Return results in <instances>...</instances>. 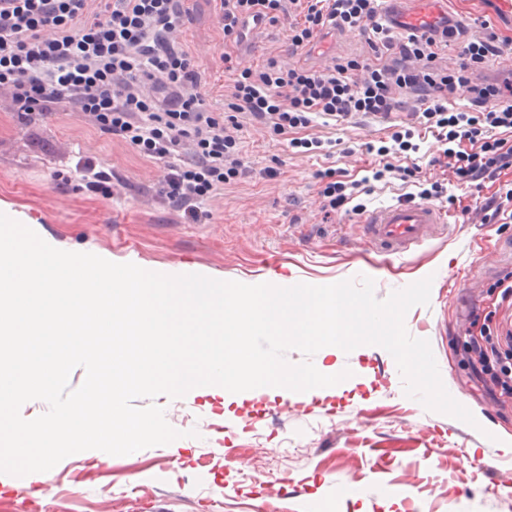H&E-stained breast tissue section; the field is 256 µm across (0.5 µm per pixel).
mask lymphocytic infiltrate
Masks as SVG:
<instances>
[{"label": "lymphocytic infiltrate", "instance_id": "lymphocytic-infiltrate-1", "mask_svg": "<svg viewBox=\"0 0 512 512\" xmlns=\"http://www.w3.org/2000/svg\"><path fill=\"white\" fill-rule=\"evenodd\" d=\"M87 18V0H0V88H9L20 121L46 118L65 105L84 113L102 132L130 145L141 157L170 166L158 192L202 224L212 214L202 200L247 173L236 136L242 123L289 135L294 148L321 147L320 139L296 137L321 116L344 123L360 116L388 120L402 107L401 94L415 98L410 114L447 144V166L462 184L496 181L512 171V77L475 83L474 74L504 54L499 37L463 39L460 25L422 26L421 33L394 36L380 21L377 0H219L226 40L245 45L253 25L288 21V50L311 51L329 31L371 32L373 61L334 56L324 69L269 60L240 67L224 54L233 77L223 113L209 109L177 33L189 20L184 0H102ZM459 42L454 70L436 59ZM464 94L469 104L450 109L448 97ZM414 130H395L379 146L373 180L389 174L406 180L412 169L395 158L416 151ZM322 209H345L366 180L347 181L337 170L318 175ZM494 311L477 305L457 353L478 378L500 395L512 397V329L494 321Z\"/></svg>", "mask_w": 512, "mask_h": 512}]
</instances>
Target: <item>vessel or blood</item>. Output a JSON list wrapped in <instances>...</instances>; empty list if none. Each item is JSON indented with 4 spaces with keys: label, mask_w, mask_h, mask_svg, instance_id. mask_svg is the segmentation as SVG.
<instances>
[{
    "label": "vessel or blood",
    "mask_w": 512,
    "mask_h": 512,
    "mask_svg": "<svg viewBox=\"0 0 512 512\" xmlns=\"http://www.w3.org/2000/svg\"><path fill=\"white\" fill-rule=\"evenodd\" d=\"M358 222L364 228L367 244L401 252L424 245L447 226L445 214L425 201L377 208L360 214Z\"/></svg>",
    "instance_id": "vessel-or-blood-1"
}]
</instances>
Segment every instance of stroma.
Returning <instances> with one entry per match:
<instances>
[{
    "label": "stroma",
    "mask_w": 512,
    "mask_h": 512,
    "mask_svg": "<svg viewBox=\"0 0 512 512\" xmlns=\"http://www.w3.org/2000/svg\"><path fill=\"white\" fill-rule=\"evenodd\" d=\"M185 6L191 21L179 36L208 104L223 112L231 79L222 57L231 45L214 0ZM399 8L448 13L470 35L491 31L512 49L505 0H401ZM287 32L284 19L253 31L241 66L288 60ZM386 133L385 124L365 117L319 120L300 135L332 141V151L296 154L288 137L245 125L239 138L250 175L204 202L209 223L189 224L158 193L166 162L140 157L80 112L19 122L0 90V202L35 222L40 237L151 271L172 266L252 285H329L365 275L381 300L431 278L429 304L412 307L405 327L429 341L447 391L476 419L471 426L407 397L382 347L348 354L325 347L313 363L324 373L350 369L341 383L311 397L201 386L177 399H136L140 408L162 407L181 438L124 456L86 450L23 477L0 474V512H512V482L498 480L512 470V399L497 398L455 352L474 303L498 306L502 317L511 312L494 283L512 269V223L483 209L497 183L460 185L434 164L443 145L425 130L408 161L420 180L445 184L456 202L436 205L457 224L404 256L364 244L353 214L322 212L317 174L331 167L362 179L376 163L367 143ZM85 156L102 162L110 195L80 182L76 166ZM268 166L276 178L260 177Z\"/></svg>",
    "instance_id": "35a3bbf8"
}]
</instances>
